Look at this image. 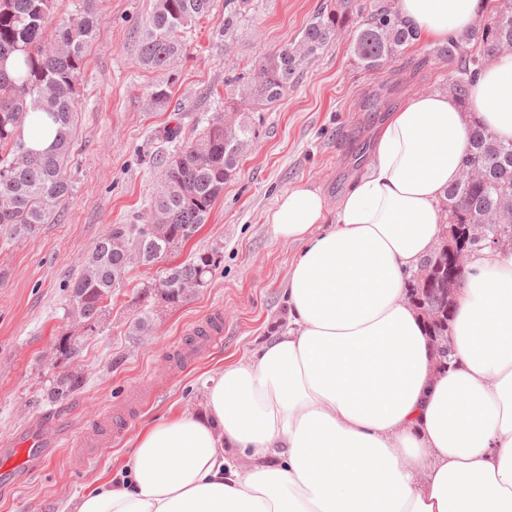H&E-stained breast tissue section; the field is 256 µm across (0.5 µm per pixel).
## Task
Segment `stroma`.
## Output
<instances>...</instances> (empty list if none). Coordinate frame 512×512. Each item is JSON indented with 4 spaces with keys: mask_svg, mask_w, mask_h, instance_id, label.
<instances>
[{
    "mask_svg": "<svg viewBox=\"0 0 512 512\" xmlns=\"http://www.w3.org/2000/svg\"><path fill=\"white\" fill-rule=\"evenodd\" d=\"M323 0H254L249 17L221 37L224 0L187 35L169 101L153 105L148 92L164 72L142 66L140 31L153 0H95L98 24L80 85L69 173L74 188L54 223L31 237H0V448L15 447L41 430L52 452L42 467L15 483H0V512H62L94 481L115 478L136 437L154 421L202 409L203 382L225 365L249 356L268 336L288 326L284 296L293 244L275 239L268 217L278 195L309 185L335 206L366 168L376 131L405 94L448 88V65L431 43L410 45L378 71L353 56L350 31L306 60L297 82L270 105L227 104L230 80L249 74L255 61L301 32ZM254 123L252 150L225 184L199 233L168 262L131 265L110 313L94 331L68 322V281L83 256L115 224H139L174 150L166 128L182 142L196 140L214 113ZM222 244L223 261L208 288L170 306L157 304L150 327L133 329L145 283L190 252ZM224 312L223 340L194 363L173 369L166 361L191 342L194 327L214 310ZM77 343L68 360L56 358L61 334ZM167 375L136 408L126 430L82 469L60 458L104 404H125L152 372ZM78 375L82 387L53 402V379Z\"/></svg>",
    "mask_w": 512,
    "mask_h": 512,
    "instance_id": "35a3bbf8",
    "label": "stroma"
}]
</instances>
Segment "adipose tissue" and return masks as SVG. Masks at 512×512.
<instances>
[{
	"mask_svg": "<svg viewBox=\"0 0 512 512\" xmlns=\"http://www.w3.org/2000/svg\"><path fill=\"white\" fill-rule=\"evenodd\" d=\"M495 0H396L421 42L467 34ZM463 112L407 96L365 171L328 209L285 191L291 322L204 383V410L149 425L127 474L75 512H512V247L474 259L441 371L406 274L438 245L472 115L512 141V53L485 62Z\"/></svg>",
	"mask_w": 512,
	"mask_h": 512,
	"instance_id": "ef3b65f1",
	"label": "adipose tissue"
}]
</instances>
